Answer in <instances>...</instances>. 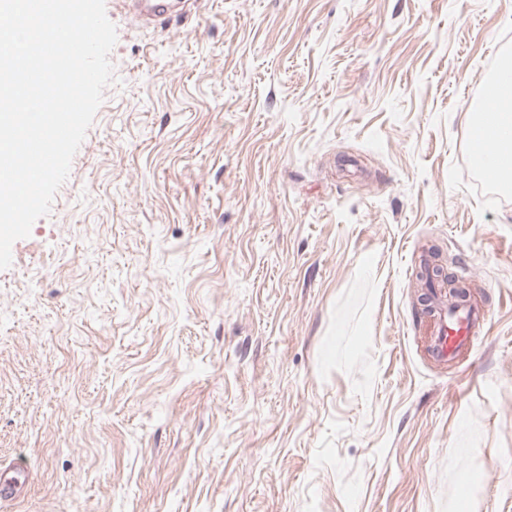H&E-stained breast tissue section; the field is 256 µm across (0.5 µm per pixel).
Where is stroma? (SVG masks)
Returning <instances> with one entry per match:
<instances>
[{
    "mask_svg": "<svg viewBox=\"0 0 512 512\" xmlns=\"http://www.w3.org/2000/svg\"><path fill=\"white\" fill-rule=\"evenodd\" d=\"M117 28L0 270V512H512V0H199ZM437 247L487 333L445 364ZM471 153L484 181L489 184L499 183L505 174L507 164L490 144L486 129L481 131L476 140L471 141ZM27 480L25 472L0 466V500L16 496Z\"/></svg>",
    "mask_w": 512,
    "mask_h": 512,
    "instance_id": "35a3bbf8",
    "label": "stroma"
}]
</instances>
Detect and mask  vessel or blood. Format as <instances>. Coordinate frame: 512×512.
Returning <instances> with one entry per match:
<instances>
[{
  "label": "vessel or blood",
  "instance_id": "vessel-or-blood-1",
  "mask_svg": "<svg viewBox=\"0 0 512 512\" xmlns=\"http://www.w3.org/2000/svg\"><path fill=\"white\" fill-rule=\"evenodd\" d=\"M118 5L136 20L157 22L173 12L171 0H117ZM471 153L485 182L499 183L507 164L491 145L487 134L471 143ZM486 315L473 305L439 306L431 320L429 350L432 357L445 362L460 357L472 344L475 336L483 333ZM27 480L25 472L0 467V500L16 496Z\"/></svg>",
  "mask_w": 512,
  "mask_h": 512
}]
</instances>
